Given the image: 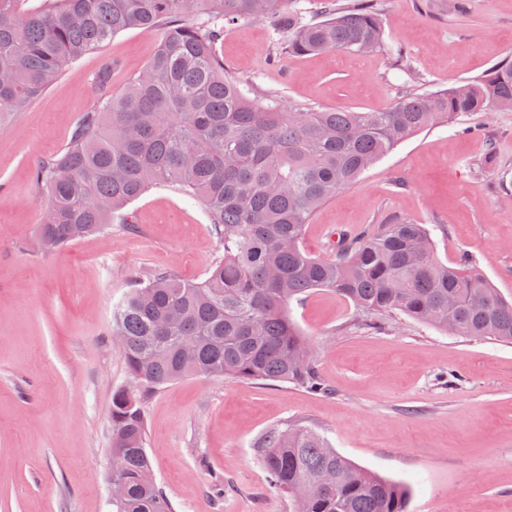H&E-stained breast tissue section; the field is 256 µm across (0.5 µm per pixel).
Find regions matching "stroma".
Returning <instances> with one entry per match:
<instances>
[{"label": "stroma", "instance_id": "stroma-1", "mask_svg": "<svg viewBox=\"0 0 512 512\" xmlns=\"http://www.w3.org/2000/svg\"><path fill=\"white\" fill-rule=\"evenodd\" d=\"M376 3L384 51L279 56L274 23L260 18L225 27L216 52L246 96L272 92L292 110H381L512 58V0ZM157 42L135 28L116 35L0 123V512H115L110 408L129 379L112 309L131 279L171 271L198 282L220 253L203 208L166 187L131 204L130 223L61 251L39 245L35 164L96 107L103 65L120 94ZM391 217L425 225L437 261L468 259L512 298V111L473 112L401 143L315 212L303 248L329 258L335 234ZM289 312L327 393L194 376L144 401L145 448L175 512H290L257 445L294 421L407 484L408 512H512V345L403 315L367 329L324 290Z\"/></svg>", "mask_w": 512, "mask_h": 512}]
</instances>
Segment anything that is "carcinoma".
Returning <instances> with one entry per match:
<instances>
[{"label": "carcinoma", "mask_w": 512, "mask_h": 512, "mask_svg": "<svg viewBox=\"0 0 512 512\" xmlns=\"http://www.w3.org/2000/svg\"><path fill=\"white\" fill-rule=\"evenodd\" d=\"M0 0V119L41 95L70 62L128 29L160 33L145 69L112 95V68L94 87L67 143L40 160L46 195L39 240L50 252L125 220L154 187L193 198L223 254L200 283L169 272L136 279L112 311L135 393L112 395V476L124 486L116 512H173L144 446L142 403L192 375L293 383L324 392L289 305L316 289L350 301L370 327L403 314L441 332L512 344V301L468 263L432 255L429 231L392 219L351 233L331 259L302 242L314 212L413 135L468 112L512 110V59L480 78L404 95L381 111L291 112L275 96L247 97L224 74L215 41L224 26L268 17L282 50L364 53L384 46L371 0H323L306 19L297 0ZM199 2L203 20L185 18ZM270 487L312 486L301 512H408V488L359 468L318 430L293 424L259 443Z\"/></svg>", "instance_id": "carcinoma-1"}]
</instances>
